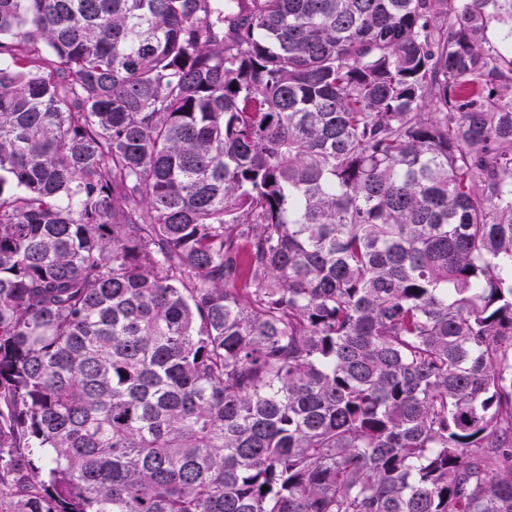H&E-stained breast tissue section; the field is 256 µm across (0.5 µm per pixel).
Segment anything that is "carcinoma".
Wrapping results in <instances>:
<instances>
[{
    "mask_svg": "<svg viewBox=\"0 0 512 512\" xmlns=\"http://www.w3.org/2000/svg\"><path fill=\"white\" fill-rule=\"evenodd\" d=\"M511 42L0 0V512H512Z\"/></svg>",
    "mask_w": 512,
    "mask_h": 512,
    "instance_id": "cac0c4a2",
    "label": "carcinoma"
}]
</instances>
